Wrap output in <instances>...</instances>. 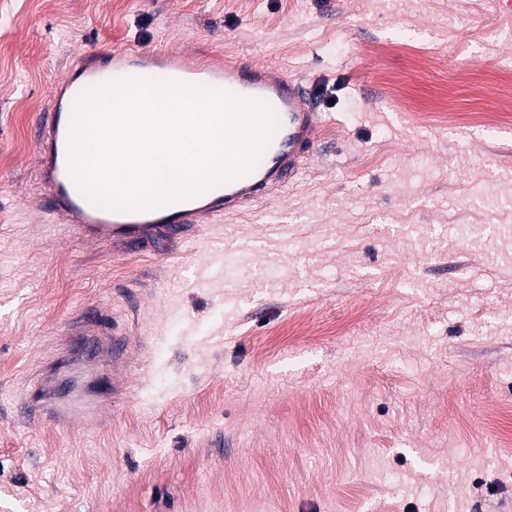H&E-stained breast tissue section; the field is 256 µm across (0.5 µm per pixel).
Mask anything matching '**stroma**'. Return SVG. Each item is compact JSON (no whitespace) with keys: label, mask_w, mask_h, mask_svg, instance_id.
Returning a JSON list of instances; mask_svg holds the SVG:
<instances>
[{"label":"stroma","mask_w":512,"mask_h":512,"mask_svg":"<svg viewBox=\"0 0 512 512\" xmlns=\"http://www.w3.org/2000/svg\"><path fill=\"white\" fill-rule=\"evenodd\" d=\"M133 43L301 77L306 165L198 232L70 239L38 120ZM510 84L501 0L0 6V512H512ZM91 308L147 346L131 392L28 421Z\"/></svg>","instance_id":"1"}]
</instances>
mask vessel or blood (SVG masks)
<instances>
[{
	"instance_id": "obj_1",
	"label": "vessel or blood",
	"mask_w": 512,
	"mask_h": 512,
	"mask_svg": "<svg viewBox=\"0 0 512 512\" xmlns=\"http://www.w3.org/2000/svg\"><path fill=\"white\" fill-rule=\"evenodd\" d=\"M154 74L156 79L190 86H209L269 103L279 118V127L260 165L252 172L217 189L160 207L114 212L94 206L77 191L67 170L68 135L74 106L91 87L121 77ZM325 114L308 97L300 79L277 74L261 64L224 60L211 65L188 63L174 47L124 48L98 55L84 66L80 85L63 83L50 102L37 138L39 199L44 211L61 216L68 236L97 243L128 245L163 233L203 228L254 203L294 176L325 126ZM70 347L88 343L91 352L78 357L63 355L52 367L35 404L25 406L26 415L43 424L61 425L80 420L84 426L99 422L105 395L123 393L129 380L125 371L131 342L126 329L104 330L96 314L68 322L63 330ZM112 360L104 388L90 385L78 390L62 376L66 366L92 364L97 358Z\"/></svg>"
}]
</instances>
